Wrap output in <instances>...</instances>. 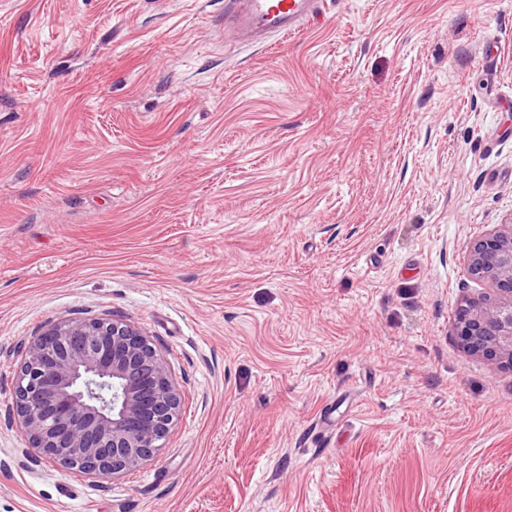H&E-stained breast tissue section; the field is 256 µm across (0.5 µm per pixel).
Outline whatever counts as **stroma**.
Wrapping results in <instances>:
<instances>
[{"label": "stroma", "mask_w": 512, "mask_h": 512, "mask_svg": "<svg viewBox=\"0 0 512 512\" xmlns=\"http://www.w3.org/2000/svg\"><path fill=\"white\" fill-rule=\"evenodd\" d=\"M322 2L254 46L224 0H0V512H512V367L455 334L512 219V0ZM91 317L181 396L97 478L11 396Z\"/></svg>", "instance_id": "35a3bbf8"}]
</instances>
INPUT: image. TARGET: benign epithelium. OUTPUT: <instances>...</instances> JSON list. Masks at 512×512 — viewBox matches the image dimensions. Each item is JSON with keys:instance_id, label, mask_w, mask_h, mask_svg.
Listing matches in <instances>:
<instances>
[{"instance_id": "7a95c632", "label": "benign epithelium", "mask_w": 512, "mask_h": 512, "mask_svg": "<svg viewBox=\"0 0 512 512\" xmlns=\"http://www.w3.org/2000/svg\"><path fill=\"white\" fill-rule=\"evenodd\" d=\"M468 262L495 296L465 300L456 335L468 351L512 366V221L471 243ZM12 396L32 450L87 475L143 465L161 447L181 403L146 335L112 318L47 327L24 348Z\"/></svg>"}]
</instances>
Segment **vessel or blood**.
Wrapping results in <instances>:
<instances>
[{
    "instance_id": "vessel-or-blood-1",
    "label": "vessel or blood",
    "mask_w": 512,
    "mask_h": 512,
    "mask_svg": "<svg viewBox=\"0 0 512 512\" xmlns=\"http://www.w3.org/2000/svg\"><path fill=\"white\" fill-rule=\"evenodd\" d=\"M319 11V0H225L224 33L241 43H260L291 34Z\"/></svg>"
}]
</instances>
